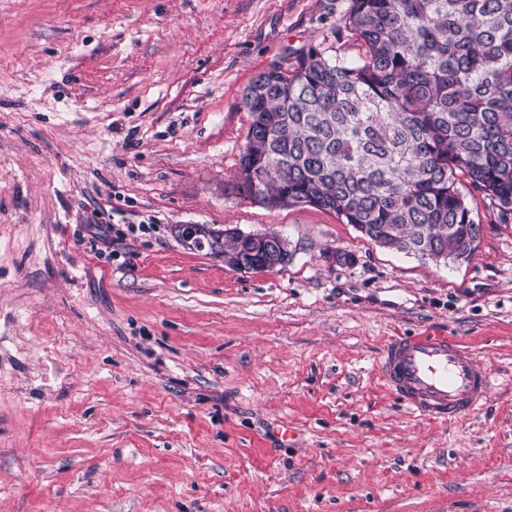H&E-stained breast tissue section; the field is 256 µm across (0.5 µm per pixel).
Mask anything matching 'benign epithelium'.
I'll return each instance as SVG.
<instances>
[{"instance_id": "benign-epithelium-1", "label": "benign epithelium", "mask_w": 512, "mask_h": 512, "mask_svg": "<svg viewBox=\"0 0 512 512\" xmlns=\"http://www.w3.org/2000/svg\"><path fill=\"white\" fill-rule=\"evenodd\" d=\"M173 235L179 243L189 250H208L209 252L224 257V238L236 235L248 240L247 250L233 256V261L241 271L252 269L250 255L268 241L264 233L244 232L237 227L227 225L216 229L201 224H178L173 228Z\"/></svg>"}]
</instances>
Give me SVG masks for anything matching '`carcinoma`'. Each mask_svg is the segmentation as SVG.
<instances>
[{
	"label": "carcinoma",
	"mask_w": 512,
	"mask_h": 512,
	"mask_svg": "<svg viewBox=\"0 0 512 512\" xmlns=\"http://www.w3.org/2000/svg\"><path fill=\"white\" fill-rule=\"evenodd\" d=\"M357 60L318 45L243 95L251 123L233 190L333 212L388 250L468 261L466 181L512 215V0H350ZM287 264L267 249L256 270Z\"/></svg>",
	"instance_id": "obj_1"
}]
</instances>
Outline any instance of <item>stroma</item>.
I'll use <instances>...</instances> for the list:
<instances>
[{"mask_svg": "<svg viewBox=\"0 0 512 512\" xmlns=\"http://www.w3.org/2000/svg\"><path fill=\"white\" fill-rule=\"evenodd\" d=\"M350 0H0V512H512V216L436 263L232 189L244 90ZM178 224L287 238L238 271ZM350 253L338 264L329 251ZM459 342L486 405L417 416L393 336Z\"/></svg>", "mask_w": 512, "mask_h": 512, "instance_id": "1", "label": "stroma"}]
</instances>
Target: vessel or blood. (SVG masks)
Returning <instances> with one entry per match:
<instances>
[{
    "mask_svg": "<svg viewBox=\"0 0 512 512\" xmlns=\"http://www.w3.org/2000/svg\"><path fill=\"white\" fill-rule=\"evenodd\" d=\"M388 389L420 416L452 420L481 409L489 396L488 370L444 336H394L378 364Z\"/></svg>",
    "mask_w": 512,
    "mask_h": 512,
    "instance_id": "b4317fda",
    "label": "vessel or blood"
}]
</instances>
